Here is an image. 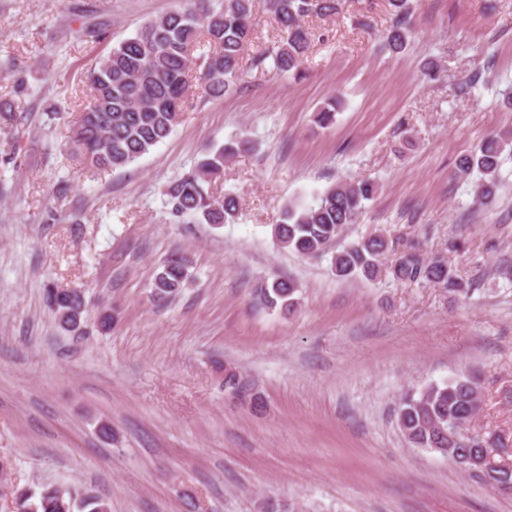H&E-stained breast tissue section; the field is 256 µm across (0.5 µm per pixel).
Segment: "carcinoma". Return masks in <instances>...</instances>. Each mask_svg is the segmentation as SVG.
<instances>
[{
    "instance_id": "cac0c4a2",
    "label": "carcinoma",
    "mask_w": 512,
    "mask_h": 512,
    "mask_svg": "<svg viewBox=\"0 0 512 512\" xmlns=\"http://www.w3.org/2000/svg\"><path fill=\"white\" fill-rule=\"evenodd\" d=\"M387 3L391 24L385 43L391 51L401 52L411 32V0ZM342 8L343 0H267V10L283 36L277 47L256 55L255 64L262 66L270 59L277 73L301 75L312 43L303 19L335 16ZM254 33L253 0H185L184 8L147 22L86 74L92 101L72 131L70 155L90 169L109 171L148 153L168 138L179 122L191 95L187 74L193 53L208 47L201 55L205 63L201 86L206 95L221 97L235 85L241 54ZM248 145L249 140L241 138L212 150L191 172L168 183L163 195L170 213L213 225L234 222L239 213L238 197L229 192L217 198L209 184L224 172L226 159ZM506 153H512V135L498 133L459 158L461 175L477 174L479 201L496 197L499 168ZM378 189L371 179L343 181L318 194L311 205L290 201L282 210L281 221L274 225V236L282 247L301 256L322 254L346 226L356 222ZM392 250L394 241L380 231L337 251L332 256V271L338 279L388 276L406 286L429 283L452 293L469 289L451 263L423 258L416 251L403 252L392 264H385L383 256ZM187 269L186 257L170 255L153 282L156 299L174 297L187 279ZM296 291L293 281L275 278L255 290V300L269 310L289 312L296 305ZM46 302L60 329L75 336L84 334L87 303L83 292L51 287L46 289ZM224 386L242 403L262 409L251 379L227 372ZM480 392V379L473 373L408 391L400 402L398 426L414 447L440 452L448 447L453 427L461 428L479 416ZM460 450L495 461L504 455L512 460V441L491 429L472 446L461 445ZM13 508L14 512H110L104 497L54 483L16 490Z\"/></svg>"
}]
</instances>
